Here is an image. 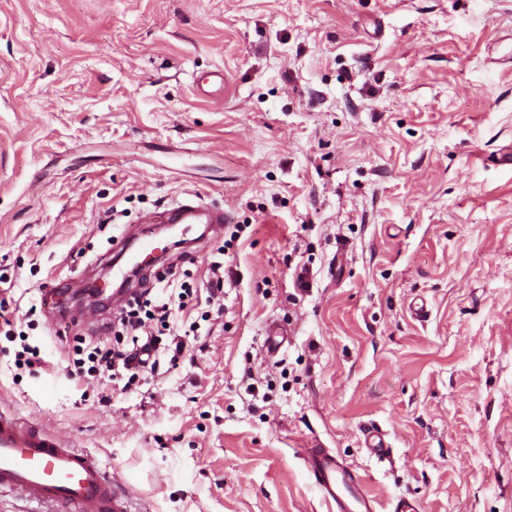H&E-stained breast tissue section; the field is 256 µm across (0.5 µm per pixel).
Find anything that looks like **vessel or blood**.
<instances>
[{
	"instance_id": "vessel-or-blood-1",
	"label": "vessel or blood",
	"mask_w": 512,
	"mask_h": 512,
	"mask_svg": "<svg viewBox=\"0 0 512 512\" xmlns=\"http://www.w3.org/2000/svg\"><path fill=\"white\" fill-rule=\"evenodd\" d=\"M150 222L178 227L209 224L222 229L221 207L200 196L173 201L149 216ZM158 249L151 240L129 234L117 242L118 254L133 265L146 264ZM308 464L322 498L336 512H418L404 498L381 507L366 490L362 476L349 469L331 450L311 449ZM16 493L35 503L36 512H52L65 504L73 512H130V500L101 461L70 440L53 434L34 422L0 412V493Z\"/></svg>"
}]
</instances>
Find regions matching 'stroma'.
I'll list each match as a JSON object with an SVG mask.
<instances>
[{
  "instance_id": "obj_1",
  "label": "stroma",
  "mask_w": 512,
  "mask_h": 512,
  "mask_svg": "<svg viewBox=\"0 0 512 512\" xmlns=\"http://www.w3.org/2000/svg\"><path fill=\"white\" fill-rule=\"evenodd\" d=\"M505 153L512 0H0V411L100 456L132 512H332L315 446L380 503L512 512ZM189 193L244 230L165 234L199 290L178 366L70 376L113 311L44 288ZM25 343L43 365L16 366Z\"/></svg>"
}]
</instances>
